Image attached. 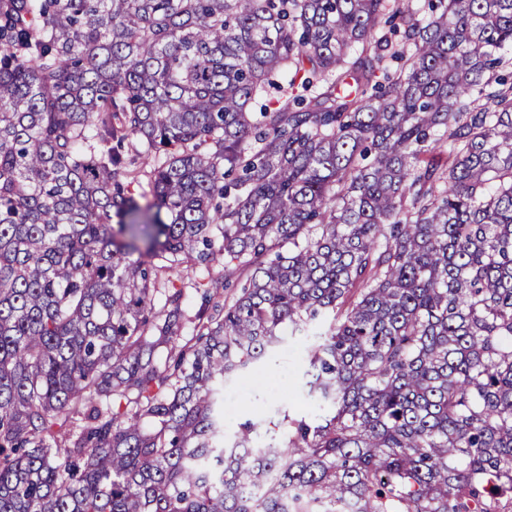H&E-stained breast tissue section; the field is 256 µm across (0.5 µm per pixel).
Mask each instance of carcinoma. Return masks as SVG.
I'll list each match as a JSON object with an SVG mask.
<instances>
[{
	"label": "carcinoma",
	"mask_w": 512,
	"mask_h": 512,
	"mask_svg": "<svg viewBox=\"0 0 512 512\" xmlns=\"http://www.w3.org/2000/svg\"><path fill=\"white\" fill-rule=\"evenodd\" d=\"M427 8L0 0V512H512V0ZM124 154L128 161H130L131 169L136 170L138 173V177L132 181V183L129 185V193L141 204H145V200H143L140 195L143 192V190H148L147 183H148V177L146 176L147 172H150V170L153 167V162L149 159H145L139 152H140V146L136 138H129L124 143ZM207 274L203 270H192L180 268L177 270H164L159 272L155 292L156 302L164 299V294L173 288H184L185 299L183 310L185 315V328L183 336L190 338L196 334L194 330L197 323L196 314L201 304L200 293H196L195 288H190L191 283L205 277ZM308 340L290 336L273 358L255 362L224 381V430L229 437L247 419L276 421L284 410L291 415L321 413L303 389Z\"/></svg>",
	"instance_id": "carcinoma-1"
}]
</instances>
